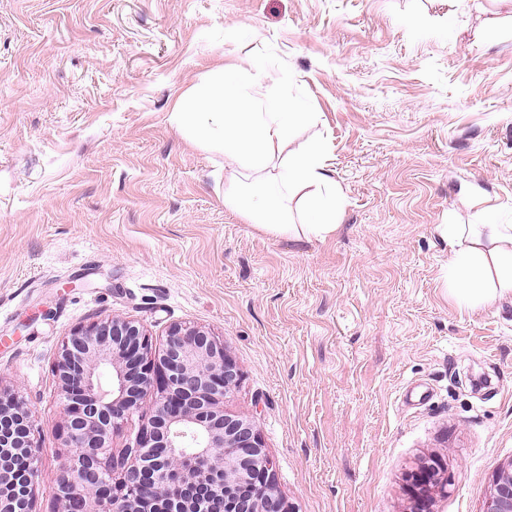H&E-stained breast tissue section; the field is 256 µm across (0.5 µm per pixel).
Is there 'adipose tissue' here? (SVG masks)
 I'll return each instance as SVG.
<instances>
[{"label":"adipose tissue","instance_id":"obj_1","mask_svg":"<svg viewBox=\"0 0 512 512\" xmlns=\"http://www.w3.org/2000/svg\"><path fill=\"white\" fill-rule=\"evenodd\" d=\"M262 61L246 69L216 67L179 98L172 127L199 147L224 155V203L257 232L275 238L323 240L336 232L343 207L326 174L320 142L284 155L298 125L315 121L299 101L262 94ZM485 207L482 224H451L448 278L457 302L487 305L512 295V224L496 223Z\"/></svg>","mask_w":512,"mask_h":512}]
</instances>
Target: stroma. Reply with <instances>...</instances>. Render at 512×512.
<instances>
[{
  "mask_svg": "<svg viewBox=\"0 0 512 512\" xmlns=\"http://www.w3.org/2000/svg\"><path fill=\"white\" fill-rule=\"evenodd\" d=\"M268 63L317 115L343 199L324 240L255 231L224 156L169 123L216 63ZM512 224L501 0H0V386L29 404L55 512L63 336L107 315L222 336L292 512H482L512 461V300L449 295L443 224Z\"/></svg>",
  "mask_w": 512,
  "mask_h": 512,
  "instance_id": "stroma-1",
  "label": "stroma"
}]
</instances>
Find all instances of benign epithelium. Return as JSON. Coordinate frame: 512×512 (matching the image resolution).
Returning a JSON list of instances; mask_svg holds the SVG:
<instances>
[{
	"mask_svg": "<svg viewBox=\"0 0 512 512\" xmlns=\"http://www.w3.org/2000/svg\"><path fill=\"white\" fill-rule=\"evenodd\" d=\"M54 372L70 449L55 512H290L255 420L224 411L241 382L224 339L173 323L156 348L139 322L107 316L63 338ZM148 398V422L113 453ZM38 452L26 400L0 387V512H34ZM484 512H512V461Z\"/></svg>",
	"mask_w": 512,
	"mask_h": 512,
	"instance_id": "1",
	"label": "benign epithelium"
}]
</instances>
